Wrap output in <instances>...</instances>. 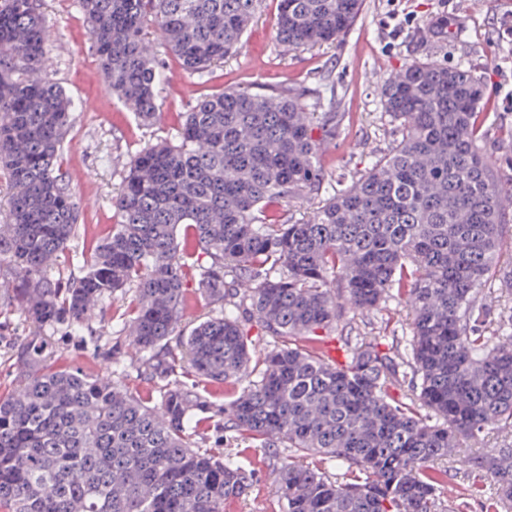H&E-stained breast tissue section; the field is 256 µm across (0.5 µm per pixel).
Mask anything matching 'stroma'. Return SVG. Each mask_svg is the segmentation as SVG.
Segmentation results:
<instances>
[{"label":"stroma","instance_id":"35a3bbf8","mask_svg":"<svg viewBox=\"0 0 512 512\" xmlns=\"http://www.w3.org/2000/svg\"><path fill=\"white\" fill-rule=\"evenodd\" d=\"M40 10L48 27V70L78 103L58 164L70 183L80 228L49 271L52 281L81 276L88 248L111 236L117 222L113 198L131 158L157 141L175 140L185 112L204 94L233 85H296L334 95L336 109L345 119L318 161L330 180L347 186L371 157L386 153L398 137L396 123L381 109L380 84L418 59L464 65L484 89L480 147L491 159L503 190L512 189V112L500 106L494 74L495 67L512 65V41L495 36L504 12L497 0H365L360 18L339 41L308 50L279 45L274 39L277 0H258L241 48L212 67L205 79L184 73L161 41H154L168 81L159 93L160 116L152 125L135 119L107 91L79 0H40ZM89 100L94 101V110L86 109ZM13 278L9 267H0V397L10 396L19 385L18 353L35 346L43 348L50 366L78 368L91 375L108 376L113 361L127 363L125 388L159 402V386L136 370L139 355L124 330L126 303L104 298L89 318V332L75 336L62 320L34 326L21 310L11 287ZM344 316L353 335L382 344L409 333L407 311L395 297L374 314L362 317L348 310ZM510 445L512 434L492 429L462 448L448 462L450 484L439 488L436 512H481L482 498L493 497L495 488L486 483L482 498L470 497L471 461ZM237 451L240 462L255 469V481L245 496L225 501L224 512H279L272 472L287 459V449L272 457L258 444L242 442ZM452 487L457 490L453 498L448 495Z\"/></svg>","mask_w":512,"mask_h":512}]
</instances>
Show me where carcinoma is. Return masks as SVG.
I'll return each instance as SVG.
<instances>
[{
    "mask_svg": "<svg viewBox=\"0 0 512 512\" xmlns=\"http://www.w3.org/2000/svg\"><path fill=\"white\" fill-rule=\"evenodd\" d=\"M257 0H81L104 83L139 120L159 115L151 26L189 74L235 53ZM364 0H278L276 41L290 50L338 41ZM39 0H0V170L10 188L0 264L15 272L35 325L88 328L105 296L129 299V344L160 404L126 390L124 369L92 377L24 353L0 401V512H224L255 470L198 441L211 404L175 370L237 389L219 411L224 438L272 454L334 458L338 481L296 461L275 470L281 512H434L456 455L490 427H512V310L489 332L479 295L512 207L480 149L484 90L463 67L414 60L380 88L400 139L345 188L318 163L342 115L303 87H229L202 96L176 144L140 150L113 201L112 236L80 277L55 284L78 211L57 166L74 102L47 72ZM317 200L293 219L291 203ZM198 252L191 281L182 256ZM197 288L219 314L166 348ZM405 300L411 336L382 351L338 330L341 310ZM272 338L254 364L252 328ZM411 384L406 393L404 384ZM471 495L495 481L486 512L512 502V448L473 463Z\"/></svg>",
    "mask_w": 512,
    "mask_h": 512,
    "instance_id": "obj_1",
    "label": "carcinoma"
}]
</instances>
